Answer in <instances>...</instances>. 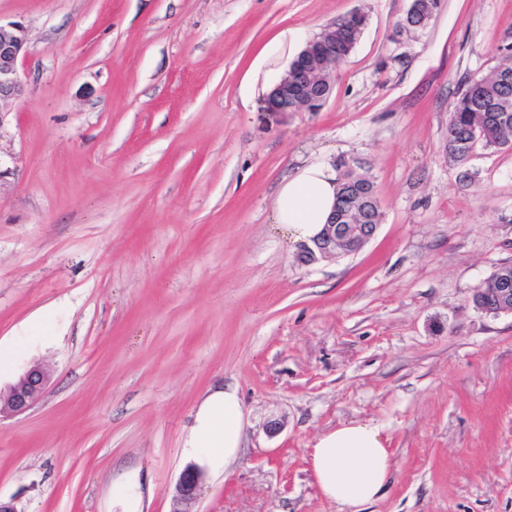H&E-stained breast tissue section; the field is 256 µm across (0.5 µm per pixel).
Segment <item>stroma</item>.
Segmentation results:
<instances>
[{"instance_id":"35a3bbf8","label":"stroma","mask_w":512,"mask_h":512,"mask_svg":"<svg viewBox=\"0 0 512 512\" xmlns=\"http://www.w3.org/2000/svg\"><path fill=\"white\" fill-rule=\"evenodd\" d=\"M0 0L23 23L27 93L0 123L4 391L0 498L18 512H169L208 392L237 384L241 448L203 472L199 512H342L316 437L381 426L396 460L362 512H512V313L472 295L512 261V148L445 154L466 76L500 64L512 0ZM367 24L316 112H263L302 45ZM361 160L382 221L357 254L301 265L275 234L277 185ZM469 178H462V170ZM440 3V0H415L407 15L397 22L396 27L406 28L412 34L422 32L434 20ZM48 380L47 373L39 367L25 372L6 394L0 392V418L24 413L33 407L45 393Z\"/></svg>"}]
</instances>
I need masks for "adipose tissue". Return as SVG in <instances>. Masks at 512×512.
<instances>
[{
  "mask_svg": "<svg viewBox=\"0 0 512 512\" xmlns=\"http://www.w3.org/2000/svg\"><path fill=\"white\" fill-rule=\"evenodd\" d=\"M335 170L315 160L284 178L273 203V228L292 247L311 243L322 232L336 204ZM244 407L236 385L213 390L200 403L185 440L187 453L210 471H226L242 443ZM320 494L358 512L379 500L393 468L392 453L381 427L351 421L321 434L310 454Z\"/></svg>",
  "mask_w": 512,
  "mask_h": 512,
  "instance_id": "obj_1",
  "label": "adipose tissue"
}]
</instances>
